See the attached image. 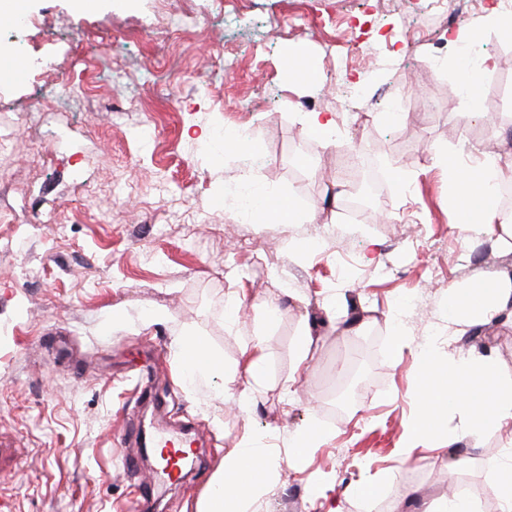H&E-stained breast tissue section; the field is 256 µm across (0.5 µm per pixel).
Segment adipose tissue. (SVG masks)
Here are the masks:
<instances>
[{
  "label": "adipose tissue",
  "mask_w": 512,
  "mask_h": 512,
  "mask_svg": "<svg viewBox=\"0 0 512 512\" xmlns=\"http://www.w3.org/2000/svg\"><path fill=\"white\" fill-rule=\"evenodd\" d=\"M445 167L459 223L480 225L500 240H512V225L501 220L494 196L504 179H512V166L488 153L473 167L454 157L446 160ZM503 313L512 318L511 276L494 274L472 285L448 289L449 324L471 327ZM419 355L424 362L417 381L420 406L407 427L404 454L427 443H443L439 420L451 407L461 410L476 431L512 419V377H504L495 362L473 357L444 362L425 346ZM279 463V457L256 447L252 436H245L225 456L224 470L198 512H255L268 491L269 474Z\"/></svg>",
  "instance_id": "adipose-tissue-1"
}]
</instances>
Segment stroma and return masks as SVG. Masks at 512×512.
I'll return each mask as SVG.
<instances>
[{
    "label": "stroma",
    "mask_w": 512,
    "mask_h": 512,
    "mask_svg": "<svg viewBox=\"0 0 512 512\" xmlns=\"http://www.w3.org/2000/svg\"><path fill=\"white\" fill-rule=\"evenodd\" d=\"M492 3L459 0L454 26L495 62L477 123L455 89L461 48L431 0H27L35 25L0 20L26 63L0 75V512H133L153 472L123 468L142 454L141 369L162 428L191 423L204 452L182 482L154 486L148 512H197L245 433L284 458L311 426L322 438L270 474L258 512H410L409 488L500 512L485 469L512 454V420L470 434L450 410L449 446L401 453L419 345L512 373L511 321L452 332L444 315L449 286L512 267V247L458 226L442 166L512 129V95L497 93L512 85V42L487 26ZM292 50L322 84H288ZM395 102L400 120L381 122ZM315 111L335 113L332 144L308 134ZM224 128L259 140L262 165L225 154ZM356 145L402 176L369 222L322 206L340 149ZM250 192L320 212L258 224L239 199ZM336 294L359 323L333 320ZM186 336L223 371L189 379ZM258 346L253 380L243 368Z\"/></svg>",
    "instance_id": "1"
}]
</instances>
